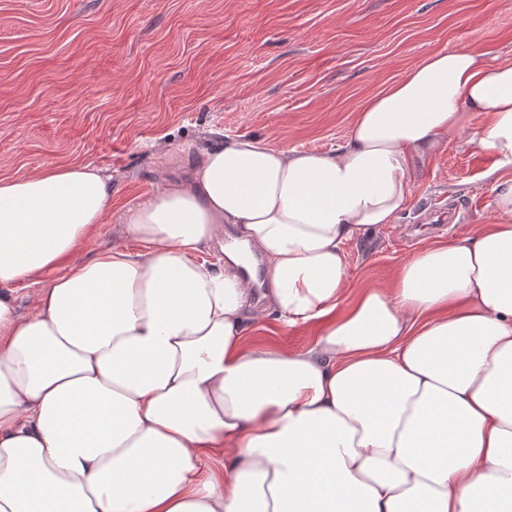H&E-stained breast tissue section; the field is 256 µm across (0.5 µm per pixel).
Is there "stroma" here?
<instances>
[{"label":"stroma","mask_w":512,"mask_h":512,"mask_svg":"<svg viewBox=\"0 0 512 512\" xmlns=\"http://www.w3.org/2000/svg\"><path fill=\"white\" fill-rule=\"evenodd\" d=\"M461 46L512 59V0H0V179L106 170L112 205L88 248L133 250L122 214L183 175L168 154L194 160L226 135L331 152L367 97ZM494 164L456 135L418 163L396 223L347 244V301L492 223L494 182L512 177ZM317 334L268 316L247 332L291 352Z\"/></svg>","instance_id":"obj_1"}]
</instances>
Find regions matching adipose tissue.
<instances>
[{"label": "adipose tissue", "instance_id": "ef3b65f1", "mask_svg": "<svg viewBox=\"0 0 512 512\" xmlns=\"http://www.w3.org/2000/svg\"><path fill=\"white\" fill-rule=\"evenodd\" d=\"M466 128L512 166V62L431 52L335 151L224 137L128 210L142 251L78 264L111 176L0 179V512H512V178L493 223L335 314L345 244L394 223L415 162ZM228 226L263 259V307L237 253L202 257ZM265 311L320 333L248 344Z\"/></svg>", "mask_w": 512, "mask_h": 512}]
</instances>
